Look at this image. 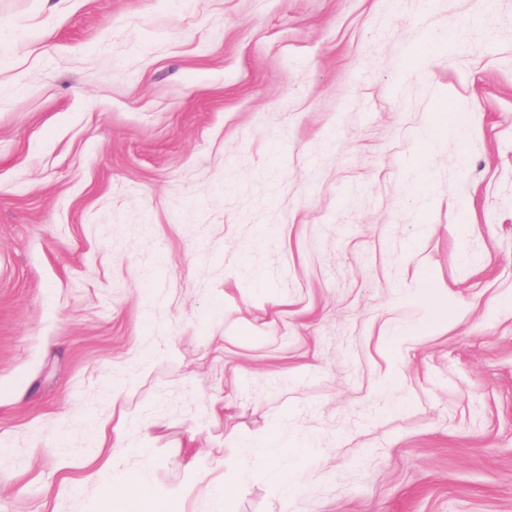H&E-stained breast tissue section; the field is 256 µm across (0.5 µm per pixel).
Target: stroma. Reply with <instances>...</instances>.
I'll return each instance as SVG.
<instances>
[{"label": "stroma", "instance_id": "35a3bbf8", "mask_svg": "<svg viewBox=\"0 0 512 512\" xmlns=\"http://www.w3.org/2000/svg\"><path fill=\"white\" fill-rule=\"evenodd\" d=\"M425 2L0 0V512H512V0ZM233 473L259 472L278 485L282 492L288 490V475L281 466L278 448H257L237 458L232 464Z\"/></svg>", "mask_w": 512, "mask_h": 512}]
</instances>
